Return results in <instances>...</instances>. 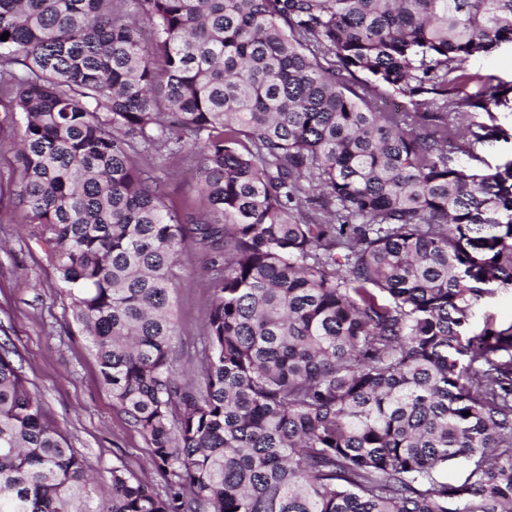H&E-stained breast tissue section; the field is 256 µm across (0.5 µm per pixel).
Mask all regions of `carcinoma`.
I'll return each instance as SVG.
<instances>
[{"mask_svg": "<svg viewBox=\"0 0 512 512\" xmlns=\"http://www.w3.org/2000/svg\"><path fill=\"white\" fill-rule=\"evenodd\" d=\"M5 32L30 234L159 483L96 480L2 343L0 512H512V324L466 334L512 288V159L478 152L512 133L460 125L512 109L468 68L512 0H0ZM161 149L198 159L206 214L166 206ZM205 250L197 245L186 250L181 257L182 279L175 298V319L178 336L174 340L176 366L196 368L195 351L200 346L203 325L211 298L209 279L203 268Z\"/></svg>", "mask_w": 512, "mask_h": 512, "instance_id": "carcinoma-1", "label": "carcinoma"}]
</instances>
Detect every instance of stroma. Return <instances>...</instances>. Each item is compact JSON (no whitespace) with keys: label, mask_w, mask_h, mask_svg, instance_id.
<instances>
[{"label":"stroma","mask_w":512,"mask_h":512,"mask_svg":"<svg viewBox=\"0 0 512 512\" xmlns=\"http://www.w3.org/2000/svg\"><path fill=\"white\" fill-rule=\"evenodd\" d=\"M471 72L482 80L512 86V44L471 59ZM18 131L0 120V342L17 348L23 370L43 396L47 414L72 448L85 455L91 471L107 474L122 465L141 475L148 443L112 403L86 336L72 323L68 302L61 296L44 252L29 235L19 203L21 182L15 143ZM169 208L204 212L206 202L195 189V168L154 156ZM201 246L181 257L182 279L175 298L178 335L175 364L198 365L200 345L211 298Z\"/></svg>","instance_id":"1"}]
</instances>
